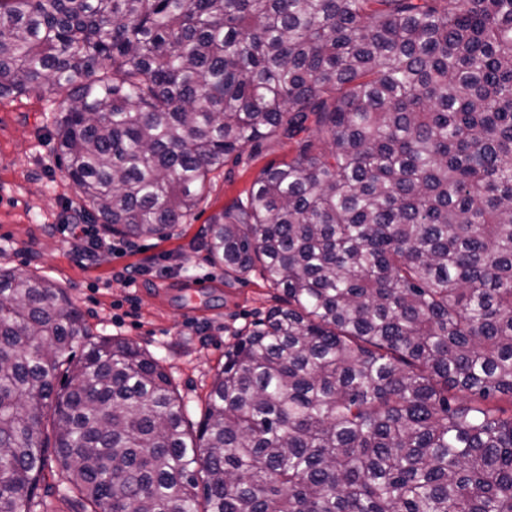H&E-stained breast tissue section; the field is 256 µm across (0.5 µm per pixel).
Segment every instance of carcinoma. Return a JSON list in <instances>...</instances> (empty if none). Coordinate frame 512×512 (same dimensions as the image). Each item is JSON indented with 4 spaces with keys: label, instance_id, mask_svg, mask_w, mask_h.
<instances>
[{
    "label": "carcinoma",
    "instance_id": "cac0c4a2",
    "mask_svg": "<svg viewBox=\"0 0 512 512\" xmlns=\"http://www.w3.org/2000/svg\"><path fill=\"white\" fill-rule=\"evenodd\" d=\"M49 85L125 238L294 141L207 230L282 305L191 436L158 360L0 269V512H49L51 463L92 512H512V0H0V98Z\"/></svg>",
    "mask_w": 512,
    "mask_h": 512
}]
</instances>
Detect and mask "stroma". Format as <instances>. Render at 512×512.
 Masks as SVG:
<instances>
[{
    "mask_svg": "<svg viewBox=\"0 0 512 512\" xmlns=\"http://www.w3.org/2000/svg\"><path fill=\"white\" fill-rule=\"evenodd\" d=\"M55 98L48 87L0 99V267L65 288L95 335L130 339L158 358L187 406L186 427L195 428L226 347L278 296L257 270L226 279L223 266L207 258L206 229L263 168L293 158L294 145L282 138L244 151L233 172L212 175L199 209L171 237L139 238L133 251L105 252L85 264L61 229L82 198L59 167L46 128ZM139 263L151 264V273L127 286L120 271ZM198 279L207 281L205 293L187 292Z\"/></svg>",
    "mask_w": 512,
    "mask_h": 512,
    "instance_id": "obj_1",
    "label": "stroma"
}]
</instances>
